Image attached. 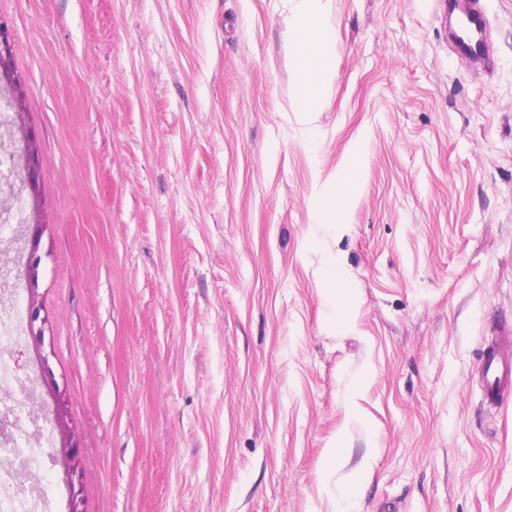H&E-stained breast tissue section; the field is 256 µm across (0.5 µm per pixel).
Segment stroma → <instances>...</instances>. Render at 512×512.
Returning <instances> with one entry per match:
<instances>
[{
    "mask_svg": "<svg viewBox=\"0 0 512 512\" xmlns=\"http://www.w3.org/2000/svg\"><path fill=\"white\" fill-rule=\"evenodd\" d=\"M483 7L488 73L452 50L441 0H329L334 80L309 123L293 0H0L25 92L0 143L33 132L41 169L0 275L41 221L68 410L59 428L29 393L19 328L0 408L47 424L32 482L68 496L71 432L81 512H332L323 478L344 491L370 453L356 512H512V394L489 405L477 370L512 329V0Z\"/></svg>",
    "mask_w": 512,
    "mask_h": 512,
    "instance_id": "obj_1",
    "label": "stroma"
}]
</instances>
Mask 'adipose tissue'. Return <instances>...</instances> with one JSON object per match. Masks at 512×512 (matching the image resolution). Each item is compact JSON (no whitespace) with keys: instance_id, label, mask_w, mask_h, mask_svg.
<instances>
[{"instance_id":"obj_1","label":"adipose tissue","mask_w":512,"mask_h":512,"mask_svg":"<svg viewBox=\"0 0 512 512\" xmlns=\"http://www.w3.org/2000/svg\"><path fill=\"white\" fill-rule=\"evenodd\" d=\"M295 2L297 21L285 37L289 54L311 83L332 81L333 75L325 70L324 62L335 52V37L321 21L327 0Z\"/></svg>"}]
</instances>
